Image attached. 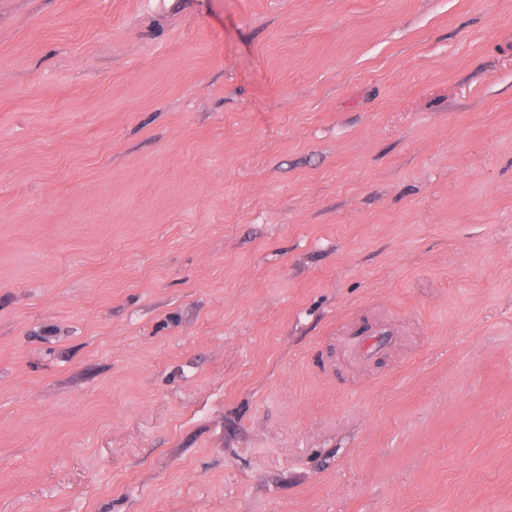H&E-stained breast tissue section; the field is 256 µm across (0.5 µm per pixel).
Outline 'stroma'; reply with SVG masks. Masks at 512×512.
<instances>
[{
  "label": "stroma",
  "instance_id": "1",
  "mask_svg": "<svg viewBox=\"0 0 512 512\" xmlns=\"http://www.w3.org/2000/svg\"><path fill=\"white\" fill-rule=\"evenodd\" d=\"M0 512H512V0H0Z\"/></svg>",
  "mask_w": 512,
  "mask_h": 512
}]
</instances>
